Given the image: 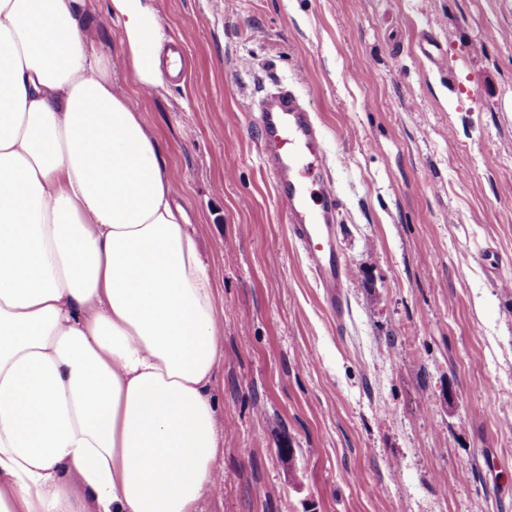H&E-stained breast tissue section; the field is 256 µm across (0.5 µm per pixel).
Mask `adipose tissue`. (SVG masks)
Segmentation results:
<instances>
[{
	"instance_id": "adipose-tissue-1",
	"label": "adipose tissue",
	"mask_w": 512,
	"mask_h": 512,
	"mask_svg": "<svg viewBox=\"0 0 512 512\" xmlns=\"http://www.w3.org/2000/svg\"><path fill=\"white\" fill-rule=\"evenodd\" d=\"M80 3L0 0V512H198L218 294ZM109 5L134 82L160 86L151 0Z\"/></svg>"
}]
</instances>
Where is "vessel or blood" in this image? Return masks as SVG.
Here are the masks:
<instances>
[{"label":"vessel or blood","instance_id":"b4317fda","mask_svg":"<svg viewBox=\"0 0 512 512\" xmlns=\"http://www.w3.org/2000/svg\"><path fill=\"white\" fill-rule=\"evenodd\" d=\"M244 110L258 128L263 166L291 236L322 288L328 309L343 318L350 274L336 232L338 199L321 176L326 154L320 128L300 97L285 87L246 99Z\"/></svg>","mask_w":512,"mask_h":512}]
</instances>
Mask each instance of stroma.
<instances>
[{"instance_id": "35a3bbf8", "label": "stroma", "mask_w": 512, "mask_h": 512, "mask_svg": "<svg viewBox=\"0 0 512 512\" xmlns=\"http://www.w3.org/2000/svg\"><path fill=\"white\" fill-rule=\"evenodd\" d=\"M152 5L185 70L152 94L108 0H86L83 34L159 143L222 301L201 512H512V0ZM275 83L324 135L341 323L241 108Z\"/></svg>"}]
</instances>
